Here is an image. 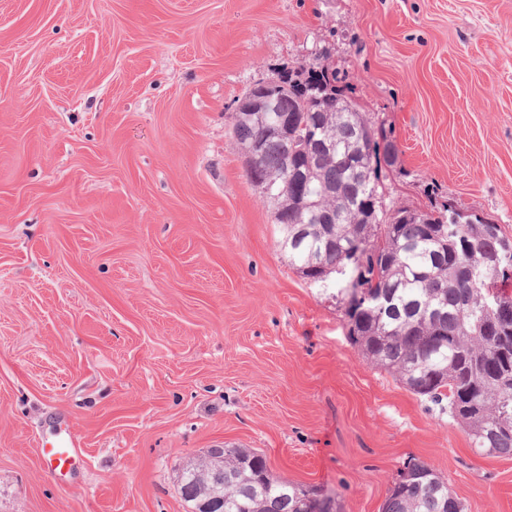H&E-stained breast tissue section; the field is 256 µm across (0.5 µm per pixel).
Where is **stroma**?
Instances as JSON below:
<instances>
[{
    "instance_id": "35a3bbf8",
    "label": "stroma",
    "mask_w": 512,
    "mask_h": 512,
    "mask_svg": "<svg viewBox=\"0 0 512 512\" xmlns=\"http://www.w3.org/2000/svg\"><path fill=\"white\" fill-rule=\"evenodd\" d=\"M322 50L397 146L387 208L512 236V0H0V512H189L212 448L338 512L411 458L512 512V458L362 357L248 178L239 100Z\"/></svg>"
}]
</instances>
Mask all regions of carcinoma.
Segmentation results:
<instances>
[{
  "instance_id": "obj_1",
  "label": "carcinoma",
  "mask_w": 512,
  "mask_h": 512,
  "mask_svg": "<svg viewBox=\"0 0 512 512\" xmlns=\"http://www.w3.org/2000/svg\"><path fill=\"white\" fill-rule=\"evenodd\" d=\"M277 112L262 113L259 85L232 116L241 153L285 117L288 134L266 140L249 179L275 204L291 265L309 281L340 275L347 335L372 366L448 407L479 454L512 458V239L477 215L383 203L382 178L397 147L337 84L327 52L279 70ZM309 489L281 480L266 459L224 450V512H305ZM382 512H464L448 482L412 460Z\"/></svg>"
}]
</instances>
